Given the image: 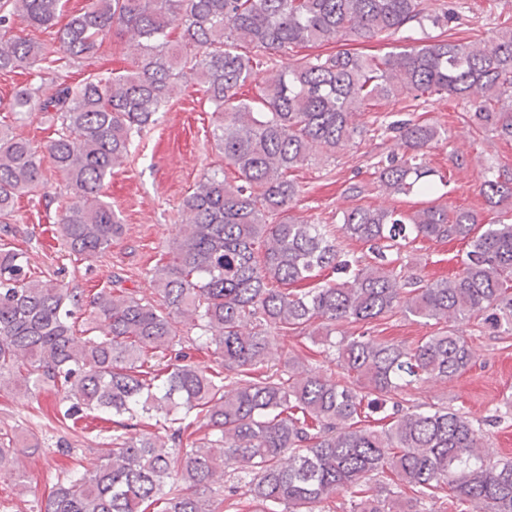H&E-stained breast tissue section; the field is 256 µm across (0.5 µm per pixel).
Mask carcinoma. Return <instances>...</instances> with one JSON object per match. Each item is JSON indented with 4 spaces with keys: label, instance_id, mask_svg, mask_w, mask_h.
I'll list each match as a JSON object with an SVG mask.
<instances>
[{
    "label": "carcinoma",
    "instance_id": "obj_1",
    "mask_svg": "<svg viewBox=\"0 0 512 512\" xmlns=\"http://www.w3.org/2000/svg\"><path fill=\"white\" fill-rule=\"evenodd\" d=\"M64 4L0 0V72L35 78L13 94L14 120L39 112L55 122L46 151L69 193L56 208L68 253L92 261L123 234L105 181L133 135L191 82L213 107L211 136L235 176L207 173L183 198L167 259L151 269L155 300L122 287L87 298L0 246V382L6 374L31 394L61 395L63 425L86 410L112 424V450L90 473L66 470L43 512H224L241 488L255 512H332L342 493L348 512H426L440 500L455 512H512V459L494 457L480 425L444 402L398 398L475 365L460 323L479 318L512 335V173L479 176L483 210L448 213L431 198L446 177L427 162L447 136L414 116L454 99L474 139L512 141V26L487 40L450 33L364 55L347 43L462 25L459 0H84L55 49L14 34L16 19L55 25ZM113 34L136 43L131 69L76 85L61 78L60 59H92ZM312 45L336 51L264 67L265 53ZM50 74L59 82L46 95L36 80ZM255 81L257 97L242 98ZM382 102H403L413 116L372 121L397 147L371 163L374 183L392 198L426 200L336 213L342 237L365 247L354 257L326 225L291 215L301 192L293 173L355 143L360 118ZM43 160L0 120L1 224L44 187ZM419 239L468 242L459 271L407 274L402 253ZM399 314L432 333L411 345L372 334L371 324ZM290 330L312 348L275 364ZM202 353L213 365L195 360ZM317 357L333 358L348 380L324 376ZM388 404L384 424L370 425ZM15 454L0 432V477L22 486Z\"/></svg>",
    "mask_w": 512,
    "mask_h": 512
}]
</instances>
